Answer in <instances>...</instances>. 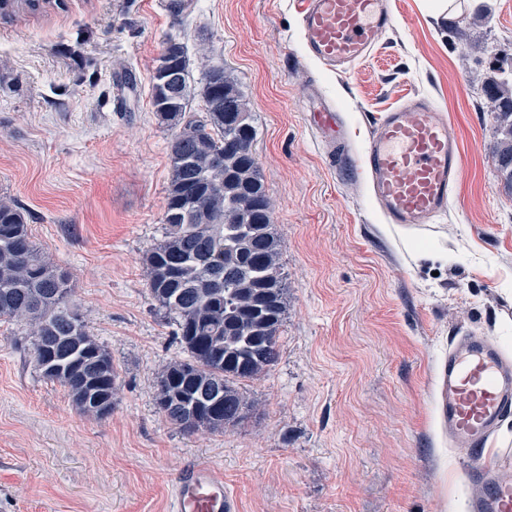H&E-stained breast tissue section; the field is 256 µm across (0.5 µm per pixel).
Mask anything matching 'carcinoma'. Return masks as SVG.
<instances>
[{
    "label": "carcinoma",
    "mask_w": 512,
    "mask_h": 512,
    "mask_svg": "<svg viewBox=\"0 0 512 512\" xmlns=\"http://www.w3.org/2000/svg\"><path fill=\"white\" fill-rule=\"evenodd\" d=\"M40 0H0V16L35 12ZM164 67L152 77L153 112L171 131L170 179L163 239L145 257L152 299L174 316L191 362L162 371L157 404L191 400L203 387L223 390L220 407H198L203 421L189 433H222L243 424L252 408L240 383L279 359L286 315L280 266L281 240L272 219L255 153L254 115L233 77L221 67L205 71L201 97L206 115H187L194 88L182 43L170 40ZM178 98L166 106L162 81ZM487 97L512 117L508 82L491 80ZM512 184V122L496 149ZM26 320L42 376L66 386L76 407L104 416L117 402L118 372L108 352L87 332L71 302L69 274L31 241L13 201L0 199V319Z\"/></svg>",
    "instance_id": "cac0c4a2"
}]
</instances>
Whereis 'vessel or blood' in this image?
Listing matches in <instances>:
<instances>
[{"label":"vessel or blood","instance_id":"vessel-or-blood-1","mask_svg":"<svg viewBox=\"0 0 512 512\" xmlns=\"http://www.w3.org/2000/svg\"><path fill=\"white\" fill-rule=\"evenodd\" d=\"M303 41L320 64L347 72L367 59L395 17L389 0H297ZM463 165L457 132L425 98L375 118L360 161L372 194L391 224L421 226L448 210ZM438 417L454 448L482 472L471 489L470 512H512V469L484 451L512 416V358L476 333L459 338L439 372ZM169 512H238L212 468L194 459L180 466Z\"/></svg>","mask_w":512,"mask_h":512}]
</instances>
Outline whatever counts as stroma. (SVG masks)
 I'll use <instances>...</instances> for the list:
<instances>
[{
    "mask_svg": "<svg viewBox=\"0 0 512 512\" xmlns=\"http://www.w3.org/2000/svg\"><path fill=\"white\" fill-rule=\"evenodd\" d=\"M394 28L351 71L306 52L294 0H63L0 19V198L71 280L88 333L118 370L111 414L80 412L38 369L26 324L0 319V512H166L189 458L239 512H466L470 460L438 421V371L476 330L512 355V186L484 93L512 57V0H391ZM192 79L221 66L253 115L254 152L281 238L280 356L244 388L253 410L188 433L156 401L187 359L152 300L144 257L164 236L170 133L150 104L168 40ZM336 108L360 159L371 123L410 96L457 125L464 167L448 213L419 229L440 269L397 250L365 181L330 162L309 90Z\"/></svg>",
    "mask_w": 512,
    "mask_h": 512,
    "instance_id": "1",
    "label": "stroma"
}]
</instances>
